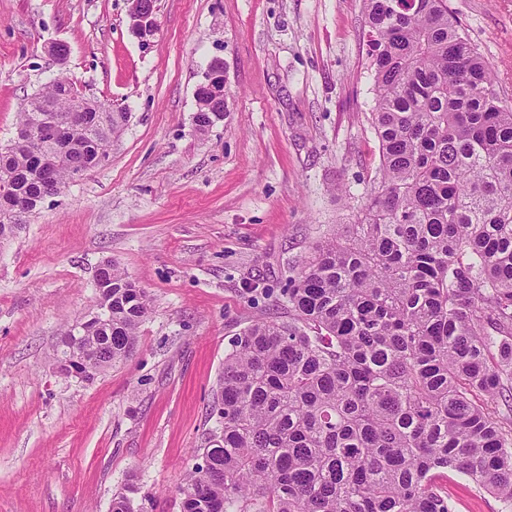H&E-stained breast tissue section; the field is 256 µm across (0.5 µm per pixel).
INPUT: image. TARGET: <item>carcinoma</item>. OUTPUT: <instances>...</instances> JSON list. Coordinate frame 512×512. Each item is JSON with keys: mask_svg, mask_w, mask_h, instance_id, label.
<instances>
[{"mask_svg": "<svg viewBox=\"0 0 512 512\" xmlns=\"http://www.w3.org/2000/svg\"><path fill=\"white\" fill-rule=\"evenodd\" d=\"M363 5L380 162L362 217L288 279V320L232 338L180 512H456L445 469L512 505V107L448 0ZM220 105L198 100L197 129ZM127 122L66 77L40 89L0 149V239L28 217L1 192L61 190ZM102 277L66 333L88 380L129 357L149 310L117 267Z\"/></svg>", "mask_w": 512, "mask_h": 512, "instance_id": "obj_1", "label": "carcinoma"}]
</instances>
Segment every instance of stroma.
<instances>
[{"label":"stroma","instance_id":"1","mask_svg":"<svg viewBox=\"0 0 512 512\" xmlns=\"http://www.w3.org/2000/svg\"><path fill=\"white\" fill-rule=\"evenodd\" d=\"M130 0H0V145L58 75L129 112L109 159L0 243V512H179L176 489L241 329L287 319L283 290L379 164L363 0H157L148 40ZM512 105V0H448ZM69 49L66 60L52 45ZM224 64L228 115L197 131L194 95ZM112 261L150 309L123 363L58 373L61 336ZM456 512H504L454 473ZM132 31L142 40H148L157 29L156 11L145 12L142 8H135L130 15Z\"/></svg>","mask_w":512,"mask_h":512}]
</instances>
